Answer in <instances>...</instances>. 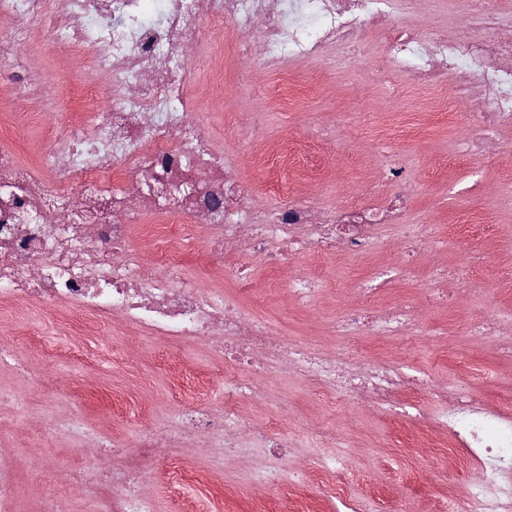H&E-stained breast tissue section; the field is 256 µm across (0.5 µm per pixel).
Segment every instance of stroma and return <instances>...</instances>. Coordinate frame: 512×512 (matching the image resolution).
<instances>
[{"mask_svg": "<svg viewBox=\"0 0 512 512\" xmlns=\"http://www.w3.org/2000/svg\"><path fill=\"white\" fill-rule=\"evenodd\" d=\"M403 15L427 27L441 22L452 36L469 29L458 0H404ZM29 54L48 75L52 103L35 100L18 110L0 93V142L12 144L25 164L37 162L47 149L51 119L87 120L102 106L101 99L71 95L78 67L55 58L47 42L30 44ZM338 60L343 74L337 80L316 64L296 63L295 71L307 73L308 81L295 89L282 75L252 63L243 69L251 86L247 92L229 75L223 91H216L211 73L195 65L191 110L237 159L241 176L255 190L254 203L266 208L285 198L267 190L266 172L251 163L242 113H265L267 137L294 143L307 178L295 181L284 170L278 179L321 208L382 194L384 170L377 153H397L415 189L407 220L431 225L432 242L408 266L400 261L407 242L392 225L383 226L372 254L361 260L339 250L317 259L300 249L273 274L261 259L241 257L249 288L244 313L276 335L337 356L344 340L336 334V320L364 304L358 285L382 266L372 283L376 313L411 303L418 328L411 339L358 337L354 354L367 362L419 368L432 384L455 387L494 407L512 403V354L506 349L512 343V128L502 132L501 148L463 153L466 108L451 86L425 88L407 78L396 91L378 80L364 85L347 52H339ZM452 225L464 226L463 238L449 239ZM475 250L485 252V261L467 265V254ZM317 266L325 272L322 292L312 303L294 302L289 280ZM488 314L497 319L495 335L473 336V326ZM2 346L19 348L57 388L53 394L38 390L11 365L0 364V452L16 463L18 512H42L43 501L52 496L69 499L72 512H96L81 489L61 481L63 471L107 466V440L162 433L193 402L224 404V365L207 345L176 347L118 318L77 338L58 314L20 301L0 308ZM177 365L206 378V386L196 392L190 384H175ZM253 384L256 395L242 403L248 426L243 437L265 431L287 441L280 488L268 489L262 480L264 449L226 455L186 439L180 443L179 483L147 484L157 512H182L188 504L195 512H271L273 500L288 501L298 471L308 474L304 493L311 512H345L344 502L316 472L317 460L328 453L345 457L348 490L361 512H396L402 505L412 512H440L464 498L467 483L448 456L447 433L430 421L434 407L426 392L414 395L412 415L396 417L369 400L335 399L287 362ZM60 416L81 424L82 448H75L66 432L45 445L47 427ZM321 424L335 429V440L316 436ZM199 471L213 475L214 487L197 483Z\"/></svg>", "mask_w": 512, "mask_h": 512, "instance_id": "obj_1", "label": "stroma"}]
</instances>
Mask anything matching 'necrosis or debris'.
Segmentation results:
<instances>
[{"label":"necrosis or debris","mask_w":512,"mask_h":512,"mask_svg":"<svg viewBox=\"0 0 512 512\" xmlns=\"http://www.w3.org/2000/svg\"><path fill=\"white\" fill-rule=\"evenodd\" d=\"M398 7L399 0H0V22L9 24L0 35V59H15L0 73V86L16 104L49 93L44 71L21 52L43 30L56 54L82 61L76 92L111 101L92 119L54 127L42 162L24 164L0 143V307L31 300L97 324L118 314L166 341L208 344L240 371L273 374L289 357L325 392L392 406L412 384L400 368L356 366L290 347L243 317L236 299L205 294L179 267L198 233L205 240L198 258L211 266L258 255L277 268L298 241L320 256L338 246L362 255L372 250L379 225L401 223L411 198L402 168L391 161L390 202L383 208L359 200L324 209L307 201L276 210L251 204L235 159L187 110L189 50L205 44V24L231 26L233 57L258 56L294 83L300 77L289 64L322 60L377 35L382 80L450 82L458 97L475 101L464 149H485L498 127L512 125V39L500 35L512 15H473L476 33L462 37L400 24ZM137 234L165 239L164 251L144 260L132 245ZM414 324L413 310L399 304L381 315L349 310L336 331L401 336ZM431 395L449 453L460 467L482 474L468 487V512H512V411L452 388ZM242 396V386L227 381L223 411L199 402L175 427L212 448L240 447L228 429L243 422ZM137 445L132 464L126 441L113 440L112 465L90 481L71 473L70 482L106 494L105 512H154L144 484L163 478L181 456L153 433ZM154 448L166 449L165 458L151 457Z\"/></svg>","instance_id":"1"}]
</instances>
